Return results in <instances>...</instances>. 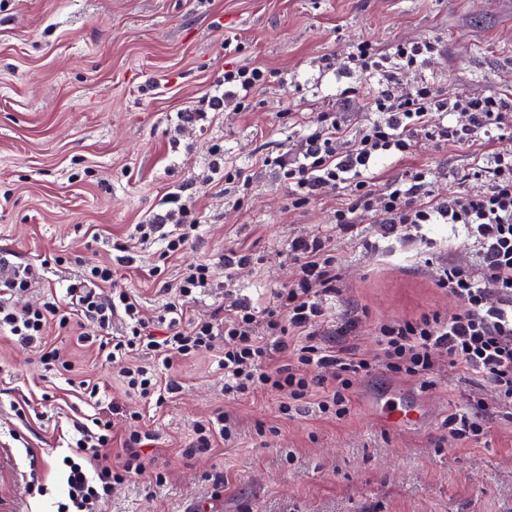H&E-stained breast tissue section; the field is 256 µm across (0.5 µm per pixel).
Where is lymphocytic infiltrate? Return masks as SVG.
<instances>
[{
  "mask_svg": "<svg viewBox=\"0 0 512 512\" xmlns=\"http://www.w3.org/2000/svg\"><path fill=\"white\" fill-rule=\"evenodd\" d=\"M439 52V43L426 39L399 44L391 52L362 40L343 56H321L326 68L377 75L387 86L369 94L375 117L357 131H350L341 113L321 112L309 121L308 134L275 158L293 207L336 194L342 201L331 224L289 242L285 281L269 300L241 297L240 279L258 275L260 268L239 245L225 254L223 268L195 261L178 281L163 282L169 300L154 318L119 287L109 264L85 265L65 296L52 291L24 304L19 295L52 265H64V258L20 266L0 279V334L36 348L52 370L69 373L73 364L49 342L48 331L68 332L90 323L97 333L87 345L111 361L126 394L137 401L133 407L112 405L92 425H78L77 455L63 460L68 500L57 512H101L114 489L146 472L155 485L166 483L167 470L157 456L145 453L149 435L142 429V407H163L180 389L170 371L203 354L219 353L225 397L274 396L288 416L312 402L322 416L342 419L350 412L355 382L374 369L425 382L443 363L480 377L493 388L498 407L512 409V149L500 146L512 137V91L457 98L425 81L395 87L399 72L419 68ZM269 78V71L258 66L225 69L221 88L210 91L203 103L216 112L242 111ZM440 112L453 115V122L437 121ZM421 134L472 149L471 188L440 193L427 167L376 186L378 162L411 156ZM167 202L164 214L135 225L128 241L114 245L127 253L132 243L161 241L159 262L149 269L156 279L163 274L162 262L185 254L200 223L193 196L172 192ZM367 219L379 224L382 237H397L410 247L424 242L426 225L445 224L469 251L465 257L451 252L427 261L437 286L460 303V312L378 324V351L371 357L331 339L333 312L327 304L341 279L336 236L357 231ZM208 288L223 289L224 305L208 315L195 314L191 305ZM117 319L122 327L116 333L112 324ZM237 427L223 411L196 422L189 457L232 443ZM486 435L483 401L469 402L448 418L449 440L480 442Z\"/></svg>",
  "mask_w": 512,
  "mask_h": 512,
  "instance_id": "1",
  "label": "lymphocytic infiltrate"
}]
</instances>
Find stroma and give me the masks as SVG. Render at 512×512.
<instances>
[{
	"label": "stroma",
	"mask_w": 512,
	"mask_h": 512,
	"mask_svg": "<svg viewBox=\"0 0 512 512\" xmlns=\"http://www.w3.org/2000/svg\"><path fill=\"white\" fill-rule=\"evenodd\" d=\"M424 38L442 52L399 74L401 86L427 80L457 97L512 86V0H0V275L66 257L28 290L34 300L64 293L82 262L114 263L119 285L157 315L167 295L147 272L161 242L134 248L130 266L118 265L112 243L165 213V195L194 182L201 224L165 277L178 280L192 261L219 262L243 241L266 268L243 279L241 293L268 298L282 282L289 241L329 223L337 201L293 209L287 183L263 158L300 140L318 112L367 119L362 89L380 86L375 77L322 69L320 57L361 40L390 49ZM236 64L272 74L248 111H211L192 131L176 132L179 112L196 107ZM292 107L302 121L285 117ZM216 147L253 174L240 209H225L223 175L201 181ZM416 166L434 169L443 192L471 181L469 152L427 137L412 158L379 163L385 180ZM336 248L343 345L371 356L375 323L457 312L432 278L428 247L409 251L367 225L361 240L340 238ZM51 341L74 362L71 376L0 335V512H56L66 501L63 460L74 453L76 425L98 412L75 382H99L103 403L127 400L111 362L75 337ZM173 376L181 391L144 424L167 482L133 477L102 512H512V414H490L484 442H448L449 415L473 397L493 402L494 392L447 364L426 386L375 370L357 381L349 415L336 421L313 405L285 417L273 396L225 399L213 353L179 363ZM407 394L428 405L423 424L395 428L373 415L375 397ZM218 409L238 417L237 439L186 459L195 423ZM218 471L227 479L220 488L208 479ZM34 478L44 491L30 489Z\"/></svg>",
	"instance_id": "obj_1"
}]
</instances>
